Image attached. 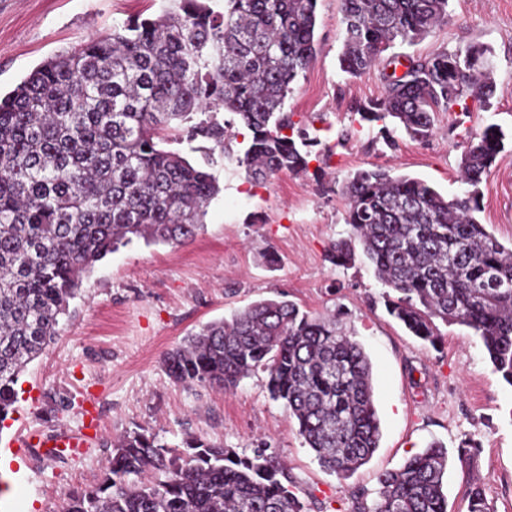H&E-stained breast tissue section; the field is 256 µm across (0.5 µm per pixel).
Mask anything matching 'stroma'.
I'll return each mask as SVG.
<instances>
[{
	"label": "stroma",
	"mask_w": 512,
	"mask_h": 512,
	"mask_svg": "<svg viewBox=\"0 0 512 512\" xmlns=\"http://www.w3.org/2000/svg\"><path fill=\"white\" fill-rule=\"evenodd\" d=\"M166 0H0V92L8 93L58 52L111 33L133 16H154ZM445 24L399 54L426 56L469 43L491 47L496 91L489 111L465 126L500 127L505 149L481 184L479 214L496 239L512 244V0H450ZM340 0H319L317 55L293 85L285 108L317 144L307 173L279 174L249 185L231 162L215 169L223 191L204 229L174 244L133 241L86 275L58 334L28 364L15 410L0 424V512H63L69 495L94 484L114 439L146 431L170 448L199 436L241 455L265 440L283 459L305 512H357L373 504L378 477L400 468L430 443L455 451L475 440L471 466L450 459L443 481L448 512H469L480 487L495 512H512V386L487 362L463 326L442 327L440 349L423 346L380 301L385 290L364 259L339 267L330 249L348 237L346 177L377 166L420 177L443 195L464 191L461 151L441 112L435 132L416 141L381 124H362L356 107L383 93L378 70L341 73ZM287 298L313 315L333 316L371 364L381 438L372 458L349 478L326 471L298 434L282 402L256 372L230 393L177 383L166 352L208 322L261 299ZM84 434L76 456L44 459L13 446L27 433Z\"/></svg>",
	"instance_id": "35a3bbf8"
}]
</instances>
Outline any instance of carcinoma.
<instances>
[{"mask_svg":"<svg viewBox=\"0 0 512 512\" xmlns=\"http://www.w3.org/2000/svg\"><path fill=\"white\" fill-rule=\"evenodd\" d=\"M156 17L130 18L107 36L59 52L0 95V422L17 402L20 375L57 335L83 278L121 245L180 243L206 224L222 192L224 161L264 181L307 170L315 140L285 110L292 84L317 54L318 0H168ZM450 0H341L339 69L359 78L384 65L383 96L357 107L360 121L392 122L414 140L435 115L467 117L495 93L492 53L471 43L405 57L448 18ZM247 136L234 150L236 125ZM164 131L204 164L163 147ZM466 191L449 199L427 182L376 167L344 181L353 236L330 260L357 250L389 288V315L425 346L435 320L471 329L512 386V247L477 219L480 185L504 150L495 124L461 144ZM178 383L230 391L266 373L321 466L347 477L379 447L369 358L336 319L289 300L254 302L207 323L167 352ZM448 449L437 442L379 477L378 499L359 512H448ZM65 512H303L288 466L265 448L239 456L189 436L177 450L153 435L118 440L99 481L74 491Z\"/></svg>","mask_w":512,"mask_h":512,"instance_id":"carcinoma-1","label":"carcinoma"}]
</instances>
